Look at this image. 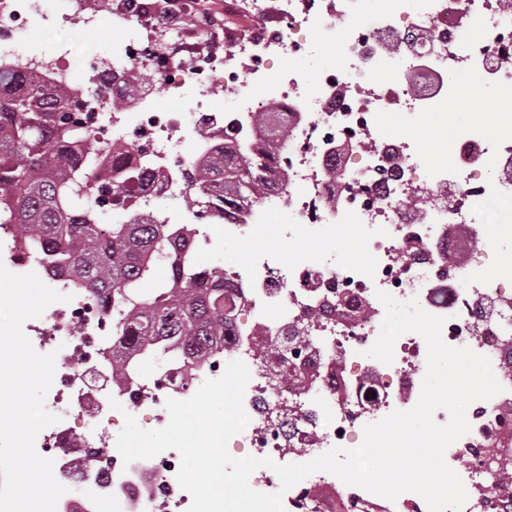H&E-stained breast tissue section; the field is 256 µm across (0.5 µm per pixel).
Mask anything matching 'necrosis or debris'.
<instances>
[{
    "label": "necrosis or debris",
    "instance_id": "necrosis-or-debris-1",
    "mask_svg": "<svg viewBox=\"0 0 512 512\" xmlns=\"http://www.w3.org/2000/svg\"><path fill=\"white\" fill-rule=\"evenodd\" d=\"M229 9L246 26L214 19L196 0H171L163 13L150 0H110L106 14L87 11L84 27L105 17L129 36L95 60L107 80L77 83L80 96L100 105L91 115L99 141L145 146L136 164L158 182L112 202L116 220L132 210L154 213L159 192H185L200 154L228 141L254 147L263 136L259 115L282 114L288 150L262 170L276 188L261 203L232 209L214 197L209 214L190 208L165 222L198 248L210 245L218 229L241 247L222 266L224 288L239 301L223 345L197 364L180 360L155 374L139 360L116 374L111 310L75 287L67 271L32 259L14 225L0 226L12 270H37L44 283L72 297L26 326L37 352L56 355L45 407L60 421L39 433L36 449L63 462L67 492L57 512H187L191 497L176 479L180 453L168 449L124 464L113 449L114 428L125 411L164 427L167 399L191 398L233 360L250 371L249 422L229 450L300 464L336 446L356 448L366 424L416 404L426 370V344L413 332L397 339L392 364L365 357L385 316L380 290L417 299L445 317L448 345L489 358L504 390L468 407L471 430L445 460L464 466L462 512H512V485L500 479L512 459V282L462 283L492 260L473 208L491 189L512 194V140L495 150L482 136L464 134L452 149L456 172L431 177L409 138L381 135L374 121L380 111L412 116L438 103L453 69L472 65L485 80L512 84V0H230ZM190 12L199 17L196 25L182 22ZM56 22L52 0H0V65L44 85L70 80L65 56L45 61L25 51L32 24L49 29ZM330 42L341 66L307 79L302 60ZM138 69L155 72L166 97L148 92L133 108L112 109L123 77ZM383 71L389 78L382 82ZM188 87L196 97L191 109L181 103ZM270 223L283 242L277 253L263 240ZM349 233L361 259L340 246ZM316 240L333 244V252L318 255ZM287 347L293 354L286 373L269 379L272 356ZM114 400L119 409L111 408ZM74 412L85 430L71 425ZM94 448L111 449V465L82 467ZM335 485L330 473L311 474L284 492V512H359L375 499L346 485L337 502L326 501Z\"/></svg>",
    "mask_w": 512,
    "mask_h": 512
}]
</instances>
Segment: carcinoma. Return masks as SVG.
<instances>
[{
	"instance_id": "obj_1",
	"label": "carcinoma",
	"mask_w": 512,
	"mask_h": 512,
	"mask_svg": "<svg viewBox=\"0 0 512 512\" xmlns=\"http://www.w3.org/2000/svg\"><path fill=\"white\" fill-rule=\"evenodd\" d=\"M152 81L130 73L128 93L112 108L128 106ZM84 108L66 86L38 85L0 68V224L16 225L36 258L72 269L94 299L112 304L118 355L149 349L167 364L182 351H202L224 335V274L200 266L185 243L145 216L111 222L87 207L96 156L112 147L98 145L93 131L71 119ZM265 134L266 154L285 151L288 140L274 123ZM259 166L257 152L226 147L188 174L185 201L197 206L209 189L222 187L238 204L252 203L254 182L239 178L238 169ZM159 263L170 265L169 279L157 276Z\"/></svg>"
}]
</instances>
